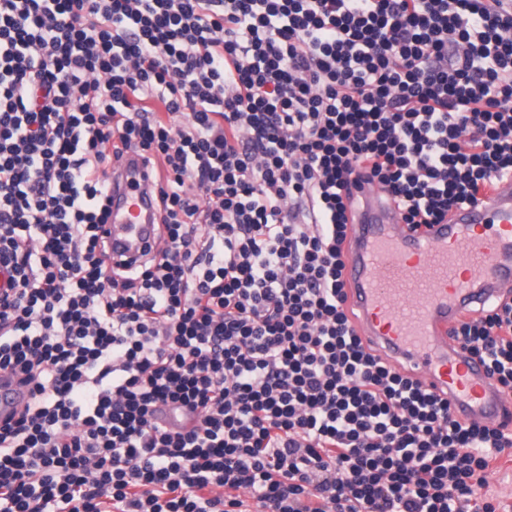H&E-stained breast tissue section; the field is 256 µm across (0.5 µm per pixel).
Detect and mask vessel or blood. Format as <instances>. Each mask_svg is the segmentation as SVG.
I'll list each match as a JSON object with an SVG mask.
<instances>
[{
	"label": "vessel or blood",
	"instance_id": "1",
	"mask_svg": "<svg viewBox=\"0 0 512 512\" xmlns=\"http://www.w3.org/2000/svg\"><path fill=\"white\" fill-rule=\"evenodd\" d=\"M151 186L148 167L134 154L109 174L103 230L113 260L135 259L153 243ZM383 196L378 184L364 185L346 243L343 279L359 335L447 397L456 420L499 424L512 401L448 331L489 301L512 296V178L446 223L417 231ZM27 398L14 374L0 371V422L15 418Z\"/></svg>",
	"mask_w": 512,
	"mask_h": 512
}]
</instances>
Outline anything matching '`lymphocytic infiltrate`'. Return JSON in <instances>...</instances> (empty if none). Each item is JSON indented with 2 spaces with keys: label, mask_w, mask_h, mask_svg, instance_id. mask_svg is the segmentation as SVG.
<instances>
[{
  "label": "lymphocytic infiltrate",
  "mask_w": 512,
  "mask_h": 512,
  "mask_svg": "<svg viewBox=\"0 0 512 512\" xmlns=\"http://www.w3.org/2000/svg\"><path fill=\"white\" fill-rule=\"evenodd\" d=\"M509 176L512 0H0V512H495L512 433L367 347L343 268L362 182L420 227ZM450 334L512 394L511 300ZM151 186L149 168L135 154L108 175L110 216L102 231L112 245L113 262L135 259L146 244L158 246V239L152 234ZM28 398V390L17 384V379L10 371H0V422L3 423L17 416ZM483 493L495 504L500 503V512H512V447L490 463L488 486Z\"/></svg>",
  "instance_id": "f902f5d3"
}]
</instances>
